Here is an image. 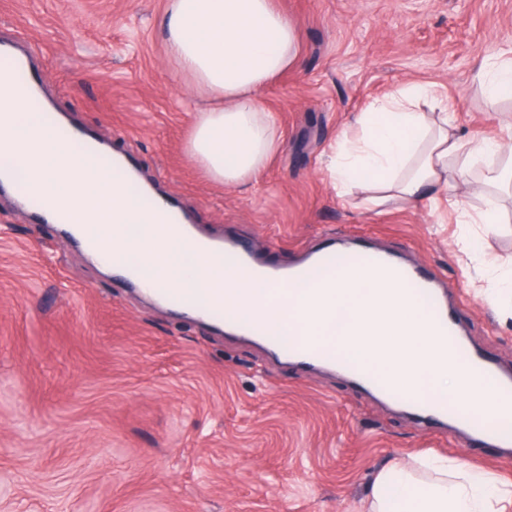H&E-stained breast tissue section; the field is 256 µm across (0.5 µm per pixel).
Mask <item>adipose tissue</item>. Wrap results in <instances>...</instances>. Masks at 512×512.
I'll return each mask as SVG.
<instances>
[{
    "label": "adipose tissue",
    "instance_id": "1",
    "mask_svg": "<svg viewBox=\"0 0 512 512\" xmlns=\"http://www.w3.org/2000/svg\"><path fill=\"white\" fill-rule=\"evenodd\" d=\"M163 28L179 72L208 97L195 114L188 154L217 183L256 178L283 146L261 94L299 62L295 21L277 0H169ZM422 98L437 111H417ZM447 106L434 84H412L372 102L358 131L341 133L332 147L327 171L337 194L362 184L376 206L395 199L433 205L447 198L450 179H464L472 159L512 157L511 143L458 137ZM368 500V512H512V481L436 456L384 468Z\"/></svg>",
    "mask_w": 512,
    "mask_h": 512
}]
</instances>
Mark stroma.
Masks as SVG:
<instances>
[{"instance_id": "obj_1", "label": "stroma", "mask_w": 512, "mask_h": 512, "mask_svg": "<svg viewBox=\"0 0 512 512\" xmlns=\"http://www.w3.org/2000/svg\"><path fill=\"white\" fill-rule=\"evenodd\" d=\"M301 61L263 93L283 134L265 173L227 188L188 155L199 97L162 36L168 0H0V38L38 54L56 111L116 153L201 233L296 263L324 235H364L455 286L470 342L512 370V318L487 297L512 274V197L371 208L337 196V135L398 87L448 89L472 141L504 140L483 57L512 52V0H279ZM496 204L500 221L483 224ZM476 242L480 255L465 245ZM431 453L498 467L466 443L366 396L343 376L271 359L254 341L154 302L59 224L0 197V512H363L377 471Z\"/></svg>"}]
</instances>
